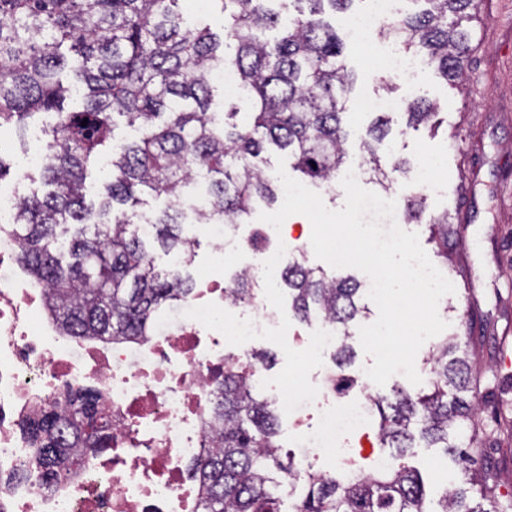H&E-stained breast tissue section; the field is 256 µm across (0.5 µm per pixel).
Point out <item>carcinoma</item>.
<instances>
[{
	"label": "carcinoma",
	"mask_w": 512,
	"mask_h": 512,
	"mask_svg": "<svg viewBox=\"0 0 512 512\" xmlns=\"http://www.w3.org/2000/svg\"><path fill=\"white\" fill-rule=\"evenodd\" d=\"M179 2L0 0V127L21 128L42 111L58 115L41 169L48 190L19 197L13 224L23 230V267L46 287L50 312L70 336L140 339L161 311L192 293L181 272L163 276L155 270L145 241L131 230L136 192L168 200L153 218L155 240L167 254L191 255L194 242L179 233L180 201L198 172L206 175V202L196 223L240 224L256 202L272 205L281 193L279 181L259 165L266 146L288 152L293 168L313 181L330 180L345 157L343 125L354 80L344 43L322 14L326 4L345 10L354 0H293L297 16L281 29L271 8L277 0H216L224 12L221 40L206 26H187ZM421 2L422 10L396 22L404 47L445 79H462L478 0ZM66 42L80 59L86 87L77 112L63 106L69 88L61 80L67 58L60 48ZM226 67L249 94L248 125L234 121V108L211 111V73ZM116 114L143 136L114 142ZM436 115V105L421 98L407 101L403 112L407 126L431 132ZM389 132L387 121L376 122L364 145L370 170L384 178L379 151ZM104 152L112 156L106 195L89 202L87 168ZM429 229L436 256L448 262V241L457 229L446 213ZM279 284L288 288L301 319L314 314L336 327L342 342L334 361L339 368L350 364L349 325L363 313L360 284L299 261L288 263ZM253 296L250 277H239L234 302ZM428 364L427 391H399L385 407L375 402L382 447H411V426H419L429 446L454 455L478 495L475 500L467 489L450 487L436 512H509L512 501L499 498L498 474L482 465V449L449 442L450 429L478 415L469 353L445 343ZM251 377V364L230 365L216 385L214 419L220 426L207 458L194 468L202 488L199 512H282L270 489L275 470L306 481L296 512H431L418 474L404 465L333 479L282 460L277 416L253 390ZM65 403L63 411L55 403L40 408L26 426L37 469L53 483L80 464L79 452L112 447V422L99 391L71 389Z\"/></svg>",
	"instance_id": "carcinoma-1"
}]
</instances>
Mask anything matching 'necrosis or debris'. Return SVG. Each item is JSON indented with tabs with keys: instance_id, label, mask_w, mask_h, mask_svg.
I'll use <instances>...</instances> for the list:
<instances>
[{
	"instance_id": "necrosis-or-debris-1",
	"label": "necrosis or debris",
	"mask_w": 512,
	"mask_h": 512,
	"mask_svg": "<svg viewBox=\"0 0 512 512\" xmlns=\"http://www.w3.org/2000/svg\"><path fill=\"white\" fill-rule=\"evenodd\" d=\"M404 0H372L355 17L351 34L375 32L377 74L412 81L420 59L402 54L387 29ZM13 203L0 198V512H197L201 490L191 467L211 446L210 395L225 365L248 362L254 378L256 341L229 345L224 336L186 318V309L214 303L231 308L229 290L213 279L187 302L167 308L139 343L101 342L66 334L47 310L44 288L18 262L20 241L10 222ZM204 232L226 260L251 252L256 262L240 273L261 277L276 248L265 226L259 238L239 224H207ZM95 388L112 418L109 452L87 456L68 479L45 485L32 468L21 424L40 402L62 401L66 388ZM354 384L332 375L306 412L302 462L354 451L371 408L352 396Z\"/></svg>"
}]
</instances>
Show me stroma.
I'll return each instance as SVG.
<instances>
[{
    "label": "stroma",
    "instance_id": "35a3bbf8",
    "mask_svg": "<svg viewBox=\"0 0 512 512\" xmlns=\"http://www.w3.org/2000/svg\"><path fill=\"white\" fill-rule=\"evenodd\" d=\"M368 7L367 0H356L351 10L325 15L347 37L346 62L355 79L345 164L365 162L364 143L375 115L359 110L363 98L389 92L398 99L411 95L437 105L441 126L433 135L409 128L399 113H389L392 132L385 167L391 179L403 182L406 174L395 169L399 160L414 168L434 164L432 186L417 191L425 200L424 218L410 229L428 254L434 250L429 219L447 215L460 231L452 261L440 268L454 286L441 308L448 323L444 334L476 353V431L484 441L486 464L500 476V493H512V177L504 172L505 164L512 163V60L499 54L500 41L512 29V0H498L494 16H482L475 25L473 51L459 86L428 67L420 70L413 86L397 78L380 83L374 71L375 36H350L353 18ZM54 121V114L46 113L24 128L6 129L11 168L0 180V193L17 197L41 189V170L29 158L44 141V126ZM404 460L418 469L433 510L446 489L437 468L447 469L453 478L458 465L444 449L427 447L420 438Z\"/></svg>",
    "mask_w": 512,
    "mask_h": 512
}]
</instances>
